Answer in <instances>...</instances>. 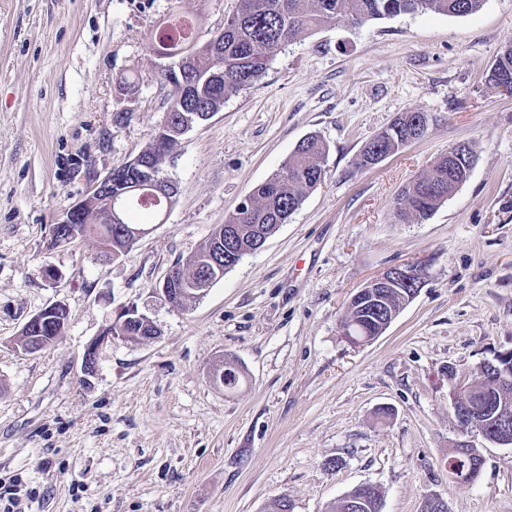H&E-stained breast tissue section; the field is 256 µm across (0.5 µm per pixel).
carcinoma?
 Instances as JSON below:
<instances>
[{
    "label": "carcinoma",
    "instance_id": "1",
    "mask_svg": "<svg viewBox=\"0 0 512 512\" xmlns=\"http://www.w3.org/2000/svg\"><path fill=\"white\" fill-rule=\"evenodd\" d=\"M484 0H239L236 12L224 22L215 43L192 45L197 36L196 22L175 13L150 34L153 49L163 50L178 63L170 83L168 104L154 142L139 154V159L153 172L161 173L163 158L177 143L172 129L179 125L185 112H216L229 95L257 82L267 70L280 46L301 35L347 20L355 25L404 13H442L465 16L479 11ZM494 86L512 83V42H507L486 76ZM429 118L424 112L409 110L396 116L390 125L367 141L361 152L360 165L374 164V154L393 155L409 143V138L425 137ZM327 144L317 135L300 141L280 171L256 186L243 208L224 220V227H241L231 241L210 236L183 264L174 267L173 285L182 288L197 281L212 266L216 254L226 252L239 258L257 249L255 243L270 237L302 204L307 194L321 181V160ZM474 161L469 144L448 148L420 177L405 185L396 198V210L402 221H423L467 180L466 168ZM140 168L123 167L112 177V206L106 196L92 193L86 197L85 209L78 217L85 232L82 237L96 239L100 255L117 258L131 243L127 228L151 224L163 218L173 207L178 192L157 199L147 190L130 188L129 181L139 180ZM118 221L107 223V209ZM379 303L363 308L355 302L346 318L350 339L367 342L381 328L382 317L400 309L407 288L376 290ZM381 495L375 488L364 492L354 488L341 498L332 512H380Z\"/></svg>",
    "mask_w": 512,
    "mask_h": 512
}]
</instances>
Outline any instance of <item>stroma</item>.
<instances>
[{
	"instance_id": "35a3bbf8",
	"label": "stroma",
	"mask_w": 512,
	"mask_h": 512,
	"mask_svg": "<svg viewBox=\"0 0 512 512\" xmlns=\"http://www.w3.org/2000/svg\"><path fill=\"white\" fill-rule=\"evenodd\" d=\"M237 6L0 0V492L35 490L29 512H272L283 496L330 512L367 483L381 512H421L429 495L448 512H512V445L461 434L447 375L512 350V97L485 81L512 40V0L303 35L179 138L161 164L178 188L163 223L109 263L91 238L51 246L63 213L158 133L151 32L178 12L205 41ZM407 110L430 114L426 136L361 166ZM312 133L324 176L288 222L203 298L164 303L175 264ZM460 142L477 152L467 181L428 219L400 221L399 190ZM406 264L424 271L417 296L376 340H346L355 292ZM54 302L62 335L23 353V325ZM131 308L158 336L114 340L84 375L86 345ZM225 360L244 376L231 391L212 379ZM462 441L483 459L471 482L445 464Z\"/></svg>"
}]
</instances>
